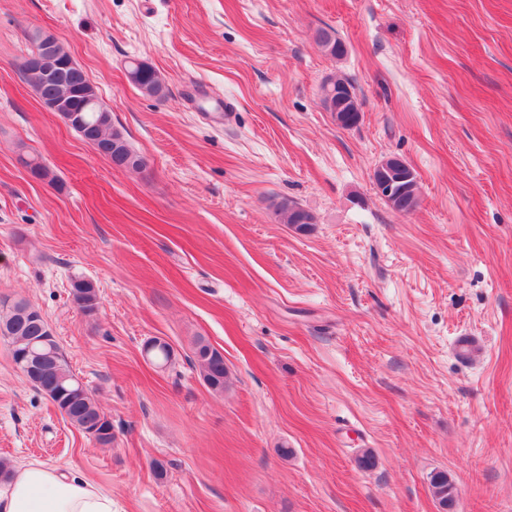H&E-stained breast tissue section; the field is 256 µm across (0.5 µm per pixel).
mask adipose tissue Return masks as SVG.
<instances>
[{"label": "adipose tissue", "instance_id": "obj_1", "mask_svg": "<svg viewBox=\"0 0 512 512\" xmlns=\"http://www.w3.org/2000/svg\"><path fill=\"white\" fill-rule=\"evenodd\" d=\"M0 512H112V497L86 481L33 462L0 491Z\"/></svg>", "mask_w": 512, "mask_h": 512}]
</instances>
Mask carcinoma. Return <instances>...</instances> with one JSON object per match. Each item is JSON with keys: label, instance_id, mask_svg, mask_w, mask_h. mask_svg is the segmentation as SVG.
Returning <instances> with one entry per match:
<instances>
[{"label": "carcinoma", "instance_id": "cac0c4a2", "mask_svg": "<svg viewBox=\"0 0 512 512\" xmlns=\"http://www.w3.org/2000/svg\"><path fill=\"white\" fill-rule=\"evenodd\" d=\"M319 44L334 58L345 54L344 42L336 34L322 30L318 36ZM20 72L31 83L37 96L61 101L69 108H78L83 103L89 106L82 113L83 122L70 124V127L87 143L91 144L97 153L109 157L108 146L117 145L127 153H133L129 142L122 131L112 126L111 113L101 112L90 105L98 98L95 87L82 68H69L62 72L54 81H44L34 70L19 65ZM128 70L136 71L133 84L143 93L156 96L163 92L162 80L152 67L142 62H133ZM326 109L332 117L344 123V127H352L360 120V105L355 97L343 99L333 98L325 102ZM386 203L395 211L407 213L418 205L417 183L412 179L402 188L386 198ZM282 222L294 224L297 230L304 231L315 223L314 215L296 204L285 203L279 210ZM71 295L75 304L87 316L95 314L98 308V294L94 285L84 279H78L72 284ZM0 323H7L9 342L12 346L13 360L25 352L33 343L46 344L55 351L54 362L46 368L38 379L32 382L34 388L40 391L57 408L62 417L87 434L97 435V441L102 444L112 442L103 438V434L112 430V422L102 411L92 393L84 386L74 382V374L70 370L60 345L52 330L36 308L31 313L20 316L13 307H5L0 303ZM194 356L200 374L206 385L215 393L224 392L227 380V369L224 357L202 339L195 343ZM430 485L433 496L443 509L452 506L457 493L456 486L444 471H438L431 476Z\"/></svg>", "mask_w": 512, "mask_h": 512}]
</instances>
